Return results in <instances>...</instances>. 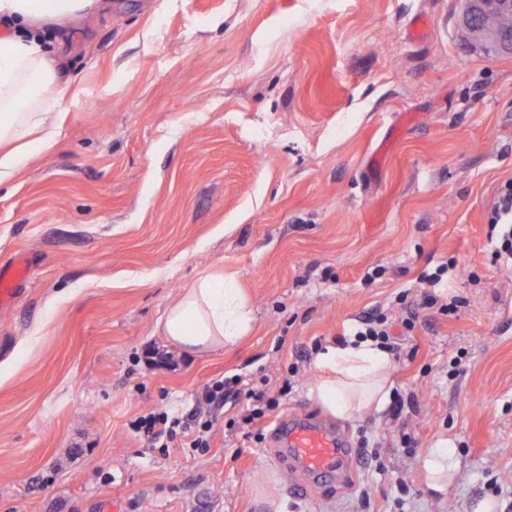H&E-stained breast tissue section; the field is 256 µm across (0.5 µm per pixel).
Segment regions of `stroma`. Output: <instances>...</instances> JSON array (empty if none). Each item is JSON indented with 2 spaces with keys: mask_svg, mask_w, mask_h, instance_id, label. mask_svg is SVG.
I'll return each mask as SVG.
<instances>
[{
  "mask_svg": "<svg viewBox=\"0 0 512 512\" xmlns=\"http://www.w3.org/2000/svg\"><path fill=\"white\" fill-rule=\"evenodd\" d=\"M461 24L458 0H111L61 23V136L0 185V266L29 267L0 308V512H512V272L486 219L512 179V55ZM451 259L456 316L418 310L397 339L401 411L339 420L358 468L297 491L267 449L279 417L324 416L317 353ZM219 269L254 329L187 355L157 323ZM222 378L275 401L250 435L242 397L199 452L132 431ZM442 439L462 468L437 492L420 461Z\"/></svg>",
  "mask_w": 512,
  "mask_h": 512,
  "instance_id": "1",
  "label": "stroma"
}]
</instances>
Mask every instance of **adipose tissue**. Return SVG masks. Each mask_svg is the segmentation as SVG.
<instances>
[{"instance_id":"obj_1","label":"adipose tissue","mask_w":512,"mask_h":512,"mask_svg":"<svg viewBox=\"0 0 512 512\" xmlns=\"http://www.w3.org/2000/svg\"><path fill=\"white\" fill-rule=\"evenodd\" d=\"M101 0H0V184L12 180L22 157L50 148L60 134L54 115L69 91L48 39L50 26L99 7ZM255 310L237 273L200 276L161 316L157 330L183 352L204 356L236 347L249 336ZM310 388L332 415L354 420L381 410L393 385L388 351L350 338L317 354ZM429 488L443 489L462 463L447 440L422 458Z\"/></svg>"}]
</instances>
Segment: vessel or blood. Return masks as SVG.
I'll use <instances>...</instances> for the list:
<instances>
[{
    "mask_svg": "<svg viewBox=\"0 0 512 512\" xmlns=\"http://www.w3.org/2000/svg\"><path fill=\"white\" fill-rule=\"evenodd\" d=\"M27 276L23 262L0 269V306L14 302L16 285ZM277 456L303 488H326L342 483L358 458L342 430L332 421L305 413L286 414L274 428Z\"/></svg>",
    "mask_w": 512,
    "mask_h": 512,
    "instance_id": "obj_1",
    "label": "vessel or blood"
}]
</instances>
